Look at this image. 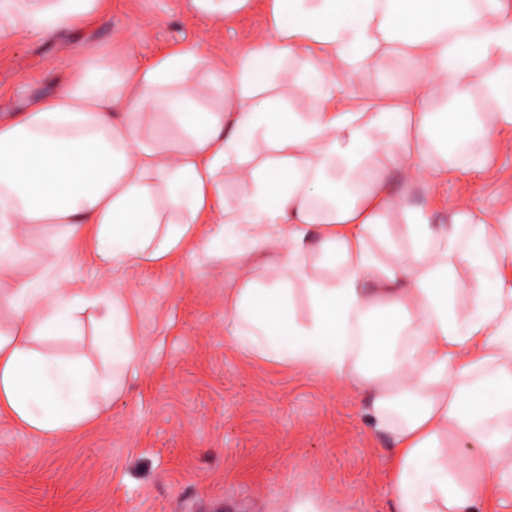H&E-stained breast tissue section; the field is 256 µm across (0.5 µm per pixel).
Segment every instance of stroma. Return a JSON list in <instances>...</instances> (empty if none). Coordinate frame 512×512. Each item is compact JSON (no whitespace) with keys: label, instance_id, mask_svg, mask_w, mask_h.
I'll return each instance as SVG.
<instances>
[{"label":"stroma","instance_id":"1","mask_svg":"<svg viewBox=\"0 0 512 512\" xmlns=\"http://www.w3.org/2000/svg\"><path fill=\"white\" fill-rule=\"evenodd\" d=\"M0 117L54 94L72 66L99 51L119 65L199 47L187 77L199 101L221 104L211 64L230 63L266 35L265 0L215 25L191 0H110L94 23L46 33L0 15ZM486 166L417 189L411 201L444 224L460 201L495 214L512 191V127L484 146ZM216 217L166 260L116 271L81 244L55 253L57 225L23 228L17 282L53 293L95 291L78 336L38 348L79 354L119 384L109 412L49 440L0 416V512H397L389 491L392 440L354 390L228 335L225 303L244 278H275L264 257L212 247ZM118 295L139 341L134 362L106 361L96 322Z\"/></svg>","mask_w":512,"mask_h":512}]
</instances>
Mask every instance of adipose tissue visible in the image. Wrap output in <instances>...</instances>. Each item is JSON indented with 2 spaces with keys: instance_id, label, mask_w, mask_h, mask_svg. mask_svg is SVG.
Segmentation results:
<instances>
[{
  "instance_id": "adipose-tissue-1",
  "label": "adipose tissue",
  "mask_w": 512,
  "mask_h": 512,
  "mask_svg": "<svg viewBox=\"0 0 512 512\" xmlns=\"http://www.w3.org/2000/svg\"><path fill=\"white\" fill-rule=\"evenodd\" d=\"M507 2L268 0L271 37L216 75L228 89L221 111L199 108L184 87L204 58L183 49L149 65L88 54L55 95L0 120V287L19 316L0 333V414L65 436L106 414L113 385L83 357L35 347L78 335V313L98 297L12 281L17 225H60L64 240H91L118 269L162 259L217 211L225 255L274 242L278 265L297 271L319 248L308 320L289 283L243 280L228 331L367 398L393 439L398 512H470L491 485L512 496V281L499 272L512 261V196L506 223L464 202L436 224L411 203L420 186L481 168V145L512 125ZM100 8L43 0L17 20L48 30ZM369 69L379 94H342V80ZM295 93L313 108L295 109ZM154 124L161 134L147 137ZM258 140L265 155L251 149ZM229 170L246 196L220 192ZM99 330L113 363L135 358L118 298ZM463 440L483 451L464 480L447 462Z\"/></svg>"
}]
</instances>
